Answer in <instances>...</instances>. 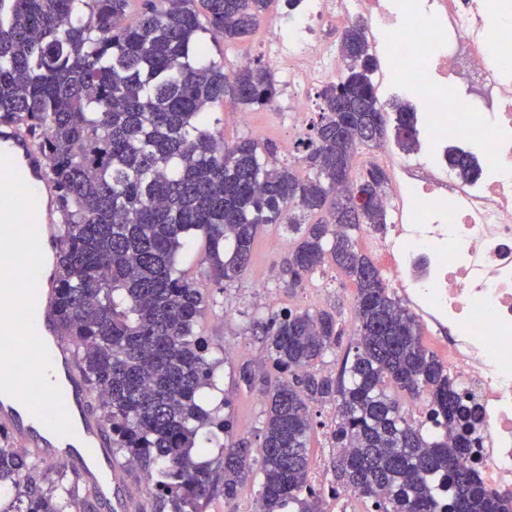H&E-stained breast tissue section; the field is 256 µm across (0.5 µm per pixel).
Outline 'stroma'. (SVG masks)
<instances>
[{"label": "stroma", "instance_id": "35a3bbf8", "mask_svg": "<svg viewBox=\"0 0 512 512\" xmlns=\"http://www.w3.org/2000/svg\"><path fill=\"white\" fill-rule=\"evenodd\" d=\"M284 9V0H273L268 17L246 39L228 44L218 35L209 38L210 54L216 61L223 63L225 73L236 71L240 57L245 55L250 56L252 63L266 64L262 45L273 16ZM239 112V106L231 103L213 109V117L218 128L223 129L226 142L252 136L254 129L258 128L262 130L264 139L280 145L296 119H299L287 111L280 97L275 98L271 106L253 109L250 122H243ZM288 244L287 225L264 226L256 237L251 263L245 273L239 280L221 289L208 282L209 264L203 244H196L193 250L183 253L179 258L180 267L190 277L208 287L209 305L200 317L196 330L204 337L214 355L224 360L215 373V381L230 399L226 412L233 420L235 438L248 440L255 447L261 442L263 398L259 392L235 387L234 371L243 361L258 363L262 360V344L258 337L253 336L249 323L252 318L269 314L270 309L265 304L266 295H273L282 311L324 309L338 312L343 324H351L353 320L355 286L350 280L340 277L335 268L327 267L318 271L317 276L324 284V291L316 302L306 301L305 288H297L292 293L280 288L278 272L281 260L288 253ZM230 342L236 345V352L232 355L224 352L225 344ZM310 411L313 420L309 439L310 462L328 470L332 468L335 459L334 454L328 450V431L335 407L330 403H315Z\"/></svg>", "mask_w": 512, "mask_h": 512}]
</instances>
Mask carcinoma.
<instances>
[{
  "label": "carcinoma",
  "instance_id": "cac0c4a2",
  "mask_svg": "<svg viewBox=\"0 0 512 512\" xmlns=\"http://www.w3.org/2000/svg\"><path fill=\"white\" fill-rule=\"evenodd\" d=\"M130 0H0V124L26 130L58 189L64 216L54 273L58 333L73 341L112 447L152 480L157 512H202L215 495L237 496L258 466L257 512H322L308 484L309 403H334L333 435L342 452L331 491L350 490L373 512H512V493H491L462 464L475 431L448 369L421 341L416 316L392 295L379 268L357 247L363 225L387 223L381 203L359 213L353 186L382 193L373 166L347 185L362 146L378 147L386 110L373 75L364 27L342 34L346 78L318 92L296 164L252 138L229 144L211 126L225 98L264 107L277 95L259 64L224 74L201 34L231 42L252 34L272 0H143L134 25ZM207 24H202L200 16ZM417 138L415 115L394 105ZM459 176L479 175L476 159L448 152ZM267 224L295 237L280 267L288 291L331 265L356 284L354 337L339 373L313 365L344 336L328 310L273 312L252 322L272 371L238 365V387L265 399L263 439L253 450L230 435L220 405L210 409L218 361L195 325L209 297L176 267L180 250L205 242L209 281L239 279ZM423 400L435 424L458 430L453 442L410 423L404 401ZM215 441L212 460L194 455L200 431ZM0 512H96L36 457L0 447Z\"/></svg>",
  "mask_w": 512,
  "mask_h": 512
}]
</instances>
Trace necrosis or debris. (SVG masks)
Segmentation results:
<instances>
[{"mask_svg":"<svg viewBox=\"0 0 512 512\" xmlns=\"http://www.w3.org/2000/svg\"><path fill=\"white\" fill-rule=\"evenodd\" d=\"M483 0H301L273 26L263 52L295 114L340 73L328 27L368 24L383 44L397 97L430 110L414 147L372 156L390 169L391 221L365 226L385 280L448 353V372L478 413L464 465L492 493L512 491V28L490 33ZM481 149L479 178L448 165V140Z\"/></svg>","mask_w":512,"mask_h":512,"instance_id":"necrosis-or-debris-1","label":"necrosis or debris"}]
</instances>
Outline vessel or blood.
Segmentation results:
<instances>
[{
	"label": "vessel or blood",
	"instance_id": "vessel-or-blood-1",
	"mask_svg": "<svg viewBox=\"0 0 512 512\" xmlns=\"http://www.w3.org/2000/svg\"><path fill=\"white\" fill-rule=\"evenodd\" d=\"M0 152L37 169L43 166V159L33 141L16 129L0 128ZM55 321V290L47 283L39 290L34 324L41 335L54 336ZM54 338L52 356L66 361V377L60 388L65 407L76 422L72 438L67 444H59L56 434L46 426L37 427L29 423L22 414V403L6 394H0V427L15 435L24 448L69 464L96 501L115 502L118 512H127L128 501L120 492L121 468L112 453L111 440L99 419L86 413L90 389L77 366L75 350L63 337Z\"/></svg>",
	"mask_w": 512,
	"mask_h": 512
}]
</instances>
